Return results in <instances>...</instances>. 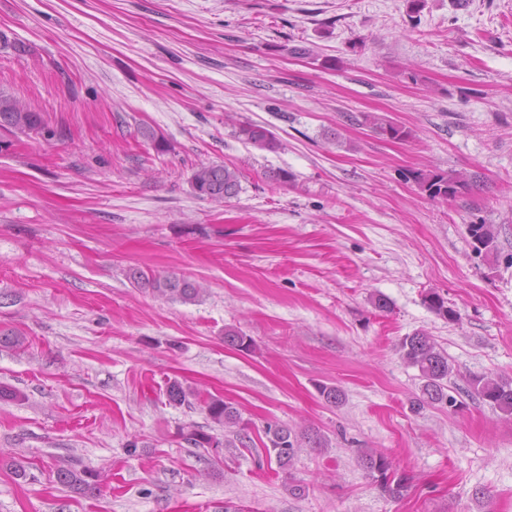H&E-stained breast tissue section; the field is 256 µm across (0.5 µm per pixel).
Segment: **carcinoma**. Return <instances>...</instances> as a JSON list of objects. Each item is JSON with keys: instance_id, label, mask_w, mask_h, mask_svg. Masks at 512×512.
<instances>
[{"instance_id": "cac0c4a2", "label": "carcinoma", "mask_w": 512, "mask_h": 512, "mask_svg": "<svg viewBox=\"0 0 512 512\" xmlns=\"http://www.w3.org/2000/svg\"><path fill=\"white\" fill-rule=\"evenodd\" d=\"M362 123L381 135L395 140H406L411 132L397 125L388 117L378 113L360 114ZM0 129L29 134L42 129V118L28 103L8 95L0 94ZM237 138L258 150L274 151L278 141L266 127L246 123L239 125ZM241 174L235 168L224 164H201L195 167L190 177L193 191L202 198L222 203L231 199L240 191ZM415 181L433 200L448 201L455 199L468 186L464 175L454 171L448 173L422 172L414 175ZM469 235L476 251L491 253L495 251L497 228L493 224H471ZM130 283L140 289L151 292L155 297L175 300L183 303L194 302L204 292L203 285L183 275L175 273H147L139 268H131L127 272ZM429 308L437 315L453 321L458 313L445 305L439 295L433 293L426 297ZM399 351L403 360L419 371L422 382V399L418 405L440 404L448 401V376L452 373V365L448 355L441 349L434 338L423 331L405 336L399 343ZM471 396L488 402L506 416H512V379L474 376L469 381ZM164 395L171 405H193L198 402L201 409L212 422L224 427L232 438L224 440L204 431L193 429L186 439L195 446L206 448H247L253 442L248 433L249 423L242 418L240 410L233 403L219 396L200 398V395L187 390L174 380L167 383ZM266 441L267 462H275L282 470L290 467L300 442L295 433L286 425L268 424L263 430ZM360 462L367 475L388 496L399 499L408 488V478L398 475L392 463L382 452L374 448H366L360 456ZM58 481L71 492L78 495L93 494L100 491L103 484L101 472L72 466H60L56 471Z\"/></svg>"}]
</instances>
